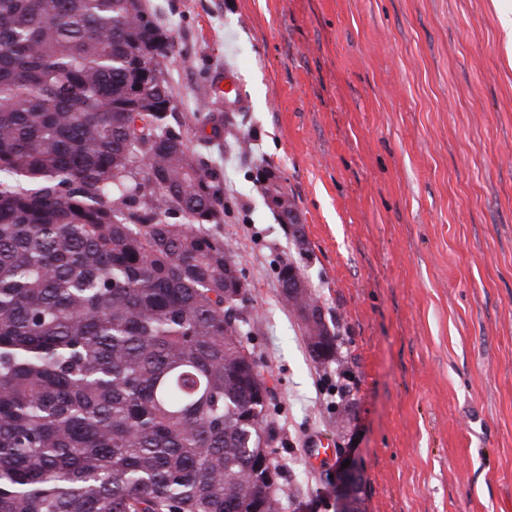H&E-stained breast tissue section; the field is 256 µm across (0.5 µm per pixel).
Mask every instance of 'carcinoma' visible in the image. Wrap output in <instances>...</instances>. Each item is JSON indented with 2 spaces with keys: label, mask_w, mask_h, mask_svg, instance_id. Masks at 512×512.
I'll return each mask as SVG.
<instances>
[{
  "label": "carcinoma",
  "mask_w": 512,
  "mask_h": 512,
  "mask_svg": "<svg viewBox=\"0 0 512 512\" xmlns=\"http://www.w3.org/2000/svg\"><path fill=\"white\" fill-rule=\"evenodd\" d=\"M173 45L144 0H0V512H281L271 388L212 231L204 150L241 129L178 118ZM277 278L286 301L305 274Z\"/></svg>",
  "instance_id": "1"
}]
</instances>
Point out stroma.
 Returning <instances> with one entry per match:
<instances>
[{"instance_id": "stroma-1", "label": "stroma", "mask_w": 512, "mask_h": 512, "mask_svg": "<svg viewBox=\"0 0 512 512\" xmlns=\"http://www.w3.org/2000/svg\"><path fill=\"white\" fill-rule=\"evenodd\" d=\"M146 5L175 41L179 114L224 111L201 88L227 67L250 102L208 164L273 391L282 512H336L347 461L366 512H512V60L494 0ZM261 163L308 255L254 183ZM287 258L337 325V364L312 359L281 297ZM314 432L336 448L315 466Z\"/></svg>"}]
</instances>
